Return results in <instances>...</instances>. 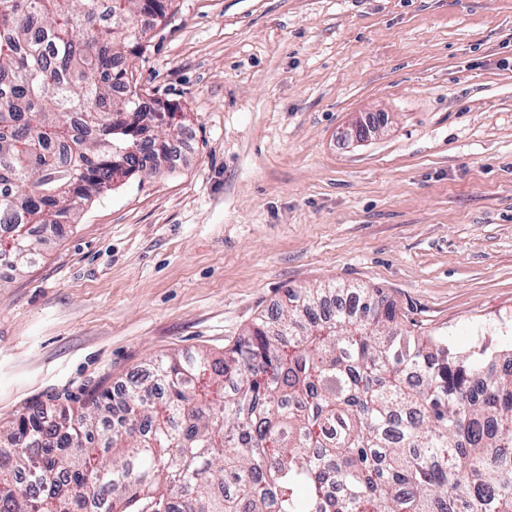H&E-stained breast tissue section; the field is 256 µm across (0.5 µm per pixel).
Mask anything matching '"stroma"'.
Returning <instances> with one entry per match:
<instances>
[{
  "mask_svg": "<svg viewBox=\"0 0 512 512\" xmlns=\"http://www.w3.org/2000/svg\"><path fill=\"white\" fill-rule=\"evenodd\" d=\"M147 39L191 142L0 268V423L223 355L301 288L459 348L512 321V0H172Z\"/></svg>",
  "mask_w": 512,
  "mask_h": 512,
  "instance_id": "1",
  "label": "stroma"
}]
</instances>
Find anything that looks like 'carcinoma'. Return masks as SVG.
Masks as SVG:
<instances>
[{"label": "carcinoma", "instance_id": "carcinoma-1", "mask_svg": "<svg viewBox=\"0 0 512 512\" xmlns=\"http://www.w3.org/2000/svg\"><path fill=\"white\" fill-rule=\"evenodd\" d=\"M0 0V267L32 263L184 113L118 65L169 0ZM124 94L116 96L115 87ZM302 288L224 357L176 354L0 426V512H512V371L404 328L378 289Z\"/></svg>", "mask_w": 512, "mask_h": 512}]
</instances>
